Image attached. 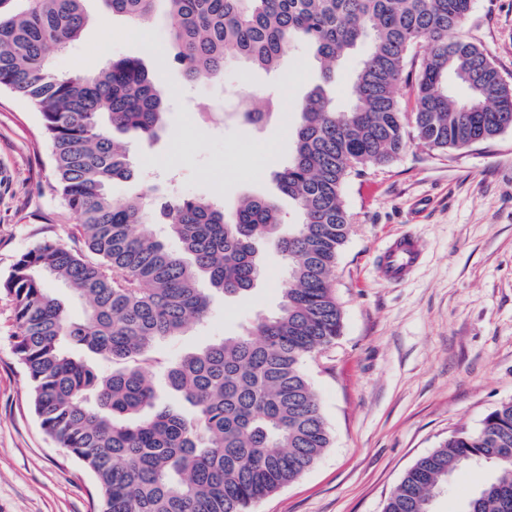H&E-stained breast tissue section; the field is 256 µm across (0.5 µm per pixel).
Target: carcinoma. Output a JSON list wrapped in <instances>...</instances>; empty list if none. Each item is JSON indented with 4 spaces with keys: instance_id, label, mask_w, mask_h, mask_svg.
<instances>
[{
    "instance_id": "carcinoma-1",
    "label": "carcinoma",
    "mask_w": 512,
    "mask_h": 512,
    "mask_svg": "<svg viewBox=\"0 0 512 512\" xmlns=\"http://www.w3.org/2000/svg\"><path fill=\"white\" fill-rule=\"evenodd\" d=\"M132 22L157 0H101ZM169 45L187 80H216L235 63L279 69L285 44L320 62L324 79L367 46L339 108L320 87L295 111L292 150L275 173L299 220L286 224L273 197L246 196L226 210L176 197L161 204L182 252L136 231L150 211L141 193L112 199L133 178L115 134L153 139L165 93L135 59L84 76L62 75L52 53L79 40L85 0H0V87L41 112L55 191L78 219L95 260L53 241L23 253L0 287L12 297L24 365L43 432L95 477L98 512H250L308 471L330 434L303 362L331 345L342 309L331 281L350 219L343 185L408 146L407 125L431 149L461 150L512 129V86L480 43L461 37L474 0H163ZM418 72L409 55L421 42ZM410 86L415 110L395 96ZM273 113L239 112L244 126ZM288 260L279 310L244 332L168 358L159 345L206 319L216 297L249 293L261 246ZM55 280L85 301L68 316ZM161 371L166 394L150 374ZM488 467L460 512H512V400L474 429H460L419 458L383 512H432L459 469Z\"/></svg>"
}]
</instances>
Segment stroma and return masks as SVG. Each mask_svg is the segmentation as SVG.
I'll list each match as a JSON object with an SVG mask.
<instances>
[{
    "label": "stroma",
    "mask_w": 512,
    "mask_h": 512,
    "mask_svg": "<svg viewBox=\"0 0 512 512\" xmlns=\"http://www.w3.org/2000/svg\"><path fill=\"white\" fill-rule=\"evenodd\" d=\"M85 8L90 21L74 47L55 54L56 68L83 75L137 59L167 97L160 138L126 135L136 177L114 182L113 199L149 192L160 202L189 196L228 206L263 195L278 198L285 219L297 220L273 177L291 153L279 120L243 127L208 113L237 92L260 107L274 97L301 100L320 81L313 55L291 45L277 72L232 66L220 82H190L166 58L164 8L137 25L102 21L100 0H86ZM462 34L479 41L512 84V0H475ZM53 184L40 113L1 89V281L40 241L79 248L76 220ZM343 195L351 229L332 281L342 332L304 362L331 445L254 512H383L417 459L512 399V130L456 152L412 141L390 164L348 179ZM397 235L415 238L421 260L409 280L390 283L380 256ZM263 253V273L247 296L217 299L205 322L162 343V351L204 346L276 312L286 263L271 248ZM16 332L12 299L0 291V512H93V475L45 435L34 412ZM489 475L485 468L457 471L435 512H459Z\"/></svg>",
    "instance_id": "35a3bbf8"
}]
</instances>
